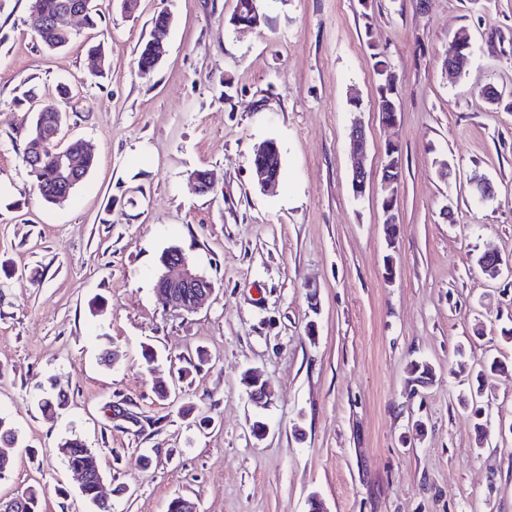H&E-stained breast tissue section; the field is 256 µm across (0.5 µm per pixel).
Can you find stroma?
<instances>
[{
    "label": "stroma",
    "mask_w": 512,
    "mask_h": 512,
    "mask_svg": "<svg viewBox=\"0 0 512 512\" xmlns=\"http://www.w3.org/2000/svg\"><path fill=\"white\" fill-rule=\"evenodd\" d=\"M95 4L97 27L72 19L74 40L49 52L28 0H0V418L18 433L0 496L34 485L44 512H98L57 453L77 437L101 460L109 512H166L178 496L200 512H308L313 496L326 512H512V369L456 372L512 366V276L477 264L512 262V0H258L249 30L230 22L236 0ZM160 10L174 24L145 76L136 49ZM461 29L472 54L453 78L443 62ZM380 59L400 94L392 127L376 112ZM62 84L65 131L91 144L95 167L52 205L22 149ZM269 139L282 169L264 190L251 155ZM391 141L403 159L392 248ZM198 170L216 172L213 191H195ZM475 176L495 188L487 202L471 197ZM170 247L214 284L197 310L157 301ZM416 361L434 369L419 389ZM186 364L177 399H159ZM250 373L270 386L267 408L246 394ZM59 393L66 409L46 415L41 400ZM469 394L481 416L460 406ZM350 147L358 161L352 170V185L356 194H362L367 182V170L363 163L367 151L365 130L360 123H354L349 131ZM386 157L388 159H391L392 163L394 165H396L397 172L394 175L397 177L400 173L401 165H402V151H401L400 147L397 145L396 147L392 148L391 150H387ZM395 171H396L395 167L391 164V162L388 163L387 159H386L384 167H383L382 186H383L384 190L387 191L388 189H392L394 187V185L396 184V177H390L389 173H388V172H395ZM398 187H399V184H396L395 190L393 189V193L396 195H397ZM383 189H382V191H383ZM383 192H384V199H386V201H387L386 208H385V213H386L385 224H386L387 229H390L393 231L394 228L397 226V218L394 213V205L391 204V202L389 201V198H390L389 193L385 192V191H383ZM384 199H383V204H384Z\"/></svg>",
    "instance_id": "35a3bbf8"
}]
</instances>
